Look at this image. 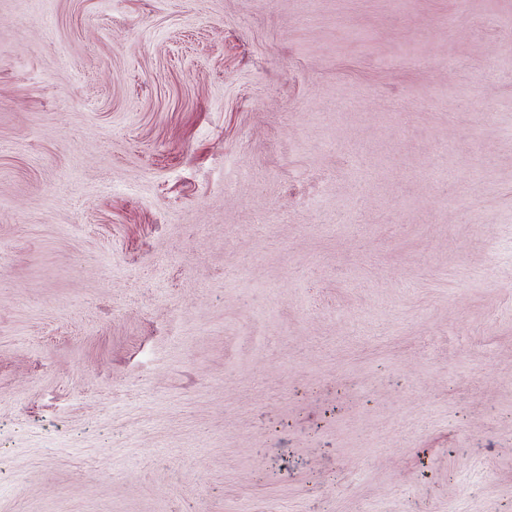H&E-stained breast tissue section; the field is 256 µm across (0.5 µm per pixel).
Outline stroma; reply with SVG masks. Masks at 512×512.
Masks as SVG:
<instances>
[{
  "instance_id": "35a3bbf8",
  "label": "stroma",
  "mask_w": 512,
  "mask_h": 512,
  "mask_svg": "<svg viewBox=\"0 0 512 512\" xmlns=\"http://www.w3.org/2000/svg\"><path fill=\"white\" fill-rule=\"evenodd\" d=\"M0 512H512V0H0Z\"/></svg>"
}]
</instances>
